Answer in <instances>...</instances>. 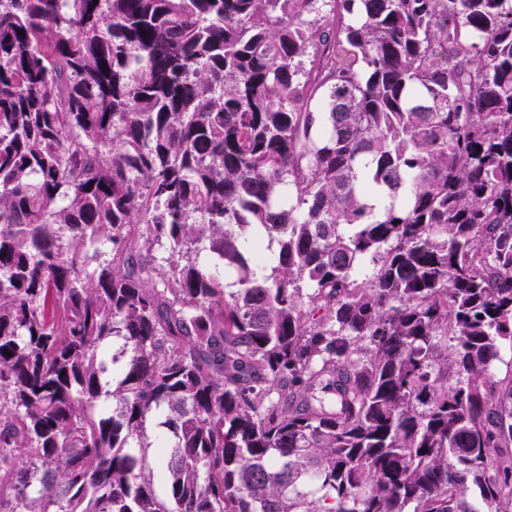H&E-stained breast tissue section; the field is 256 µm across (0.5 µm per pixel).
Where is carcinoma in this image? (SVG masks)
<instances>
[{
	"label": "carcinoma",
	"instance_id": "carcinoma-1",
	"mask_svg": "<svg viewBox=\"0 0 512 512\" xmlns=\"http://www.w3.org/2000/svg\"><path fill=\"white\" fill-rule=\"evenodd\" d=\"M506 341L512 0H0V512H512Z\"/></svg>",
	"mask_w": 512,
	"mask_h": 512
}]
</instances>
